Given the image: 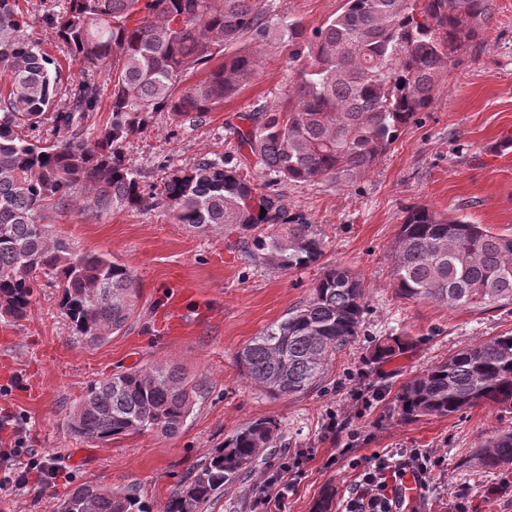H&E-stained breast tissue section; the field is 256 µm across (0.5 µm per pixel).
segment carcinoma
Returning <instances> with one entry per match:
<instances>
[{"label":"carcinoma","instance_id":"cac0c4a2","mask_svg":"<svg viewBox=\"0 0 512 512\" xmlns=\"http://www.w3.org/2000/svg\"><path fill=\"white\" fill-rule=\"evenodd\" d=\"M494 17L493 0H343L320 25L275 13L266 0H69L44 23L74 61L109 68L106 122L86 136L99 90L72 80L56 113L57 138L40 145L23 134L53 105L62 71L27 35L19 0H0V319L26 318L37 292L59 289V307L78 339L95 345L132 316L139 283L102 253L78 249L39 223L59 209H137L140 176L123 144L154 112L200 119L224 109L255 76L264 47L287 51L292 77L282 100L241 114L235 159L203 158L174 169L158 197L192 229L234 226L254 238L264 260L298 270L324 257L325 235L291 215L261 180L309 183L365 172L433 102L448 71L473 52ZM205 77L176 89L186 76ZM397 293L449 310L512 305V234L495 232L426 206L404 211L391 254ZM367 297L358 277L327 269L305 302L253 337L237 356L241 376L271 398L318 389L328 366L359 335ZM388 336L372 354L404 351ZM200 397V386L173 367L149 364L90 382L67 419L73 436L108 442L139 434L171 436ZM512 409V334L464 347L403 385L402 419L450 417L476 406ZM282 438L277 421L256 420L197 467L163 512H203ZM485 467L512 464V432L479 448ZM52 512H153L133 488L80 484Z\"/></svg>","mask_w":512,"mask_h":512}]
</instances>
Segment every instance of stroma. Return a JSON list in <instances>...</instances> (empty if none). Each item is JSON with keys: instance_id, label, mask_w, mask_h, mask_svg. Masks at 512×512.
Masks as SVG:
<instances>
[{"instance_id": "1", "label": "stroma", "mask_w": 512, "mask_h": 512, "mask_svg": "<svg viewBox=\"0 0 512 512\" xmlns=\"http://www.w3.org/2000/svg\"><path fill=\"white\" fill-rule=\"evenodd\" d=\"M68 0H20L29 37L56 56L65 81L54 108L33 137L54 141V114L68 102V79L88 78L100 89V108L84 120L92 132L108 116L112 83L107 69L83 70L62 55L43 18L62 12ZM495 18L479 48L451 70L433 103L420 112L387 153L348 181L311 183L272 180L271 188L291 213H303L325 235L319 264L283 271L255 257L232 228L200 233L174 223L155 201L172 169L233 154L230 132L238 113L280 101L291 73L285 53H265L253 80L239 95L200 121L152 113L144 130L123 147L149 195L144 207L106 214L93 209L43 211L52 234L78 248L107 254L140 282L126 327L105 343L70 336L58 291H39L25 320L0 322V419H14L25 436L18 467L39 461L57 476L0 494V512H50L77 485L136 488L153 508L162 507L183 478L259 419L280 422L284 435L266 449L245 478L226 489L207 512H252L260 475L274 473L284 458L303 456V473L288 499V512H311L326 489L341 512L352 490L351 457L399 448H428L444 457L435 479L449 493L466 495L471 512H512V465L486 469L478 454L488 438L512 431V410L477 406L452 417L402 420L401 386L449 354L478 340L512 332V308L448 310L428 300L401 297L391 282L390 253L411 206L460 216L495 231L512 233V157L488 145L512 133V0H494ZM342 266L359 276L368 308L361 333L338 356L323 386L306 395L273 399L239 373L238 352L254 336L307 300L325 268ZM389 336L412 341L403 354L372 361L375 344ZM147 363L173 365L200 383L201 395L177 435L122 436L80 441L66 420L87 384ZM371 398L363 408L362 398ZM338 425L327 429L329 418ZM358 433L349 443V433ZM352 455H343L345 444ZM84 462L73 463L76 448Z\"/></svg>"}]
</instances>
